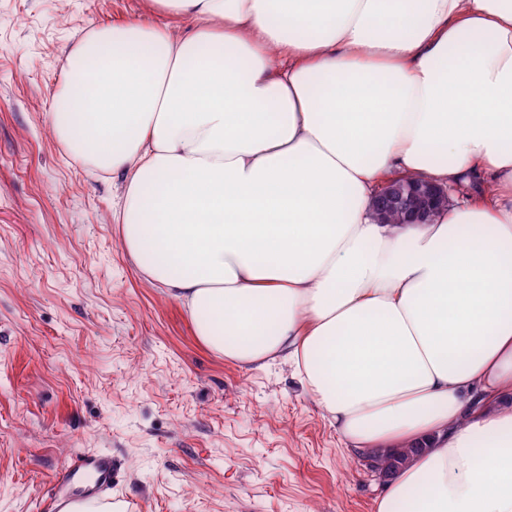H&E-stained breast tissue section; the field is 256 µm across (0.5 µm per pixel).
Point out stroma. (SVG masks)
<instances>
[{
    "instance_id": "stroma-1",
    "label": "stroma",
    "mask_w": 512,
    "mask_h": 512,
    "mask_svg": "<svg viewBox=\"0 0 512 512\" xmlns=\"http://www.w3.org/2000/svg\"><path fill=\"white\" fill-rule=\"evenodd\" d=\"M152 0H0V512H42L76 456L108 452L116 512H375L382 490L292 367L197 337L122 247L120 181L48 123L69 51Z\"/></svg>"
}]
</instances>
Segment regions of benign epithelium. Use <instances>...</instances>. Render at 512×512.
Returning a JSON list of instances; mask_svg holds the SVG:
<instances>
[{
  "instance_id": "1",
  "label": "benign epithelium",
  "mask_w": 512,
  "mask_h": 512,
  "mask_svg": "<svg viewBox=\"0 0 512 512\" xmlns=\"http://www.w3.org/2000/svg\"><path fill=\"white\" fill-rule=\"evenodd\" d=\"M451 193V188L447 186L392 178L377 189L373 208L380 214L400 209L405 212L406 218L420 224H429L437 210V203L451 198Z\"/></svg>"
}]
</instances>
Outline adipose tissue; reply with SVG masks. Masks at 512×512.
I'll list each match as a JSON object with an SVG mask.
<instances>
[{
    "mask_svg": "<svg viewBox=\"0 0 512 512\" xmlns=\"http://www.w3.org/2000/svg\"><path fill=\"white\" fill-rule=\"evenodd\" d=\"M66 59L58 142L122 182L139 269L199 340L290 364L376 512H512V0H154ZM491 175L429 224L378 184Z\"/></svg>",
    "mask_w": 512,
    "mask_h": 512,
    "instance_id": "1",
    "label": "adipose tissue"
}]
</instances>
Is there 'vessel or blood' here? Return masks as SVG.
<instances>
[{
    "instance_id": "vessel-or-blood-1",
    "label": "vessel or blood",
    "mask_w": 512,
    "mask_h": 512,
    "mask_svg": "<svg viewBox=\"0 0 512 512\" xmlns=\"http://www.w3.org/2000/svg\"><path fill=\"white\" fill-rule=\"evenodd\" d=\"M63 483L72 489L71 495H54L51 506L54 512H65L72 504L73 494L96 493L112 485V456L105 452L88 453L66 463L60 473Z\"/></svg>"
}]
</instances>
